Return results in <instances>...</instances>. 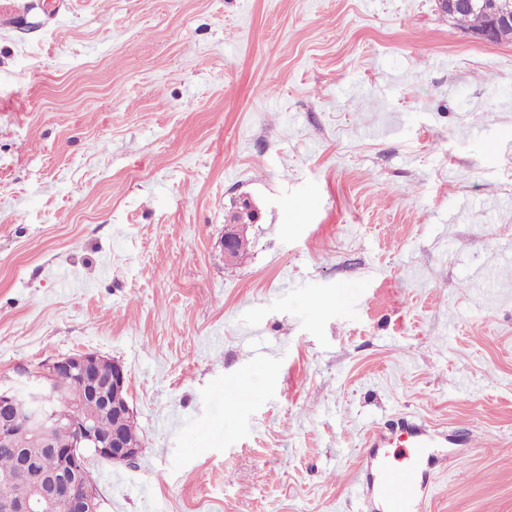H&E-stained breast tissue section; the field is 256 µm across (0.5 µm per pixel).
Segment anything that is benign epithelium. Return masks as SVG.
<instances>
[{"instance_id":"7a95c632","label":"benign epithelium","mask_w":512,"mask_h":512,"mask_svg":"<svg viewBox=\"0 0 512 512\" xmlns=\"http://www.w3.org/2000/svg\"><path fill=\"white\" fill-rule=\"evenodd\" d=\"M436 4L439 11L448 12L450 17L464 11L483 12L488 19L486 27L469 32V37L479 43L492 44L499 31L512 28V0H436ZM106 361L108 358L90 352L59 356L40 369L25 372L31 389H0V446L8 447L13 432L23 428L61 460L56 472L44 474L37 470L25 449H15L18 470L27 475L26 486L15 499L0 502V512H60L63 507L67 512H101L102 502L97 492L82 480L89 456L127 462L138 456L137 448L118 432H99L95 423L80 416L77 405L68 419L75 433V446L53 448L51 434L61 423L53 408L56 377L60 372L88 386L107 407H112V394L127 387V380L122 365L116 361L112 362L110 379L94 377L90 367Z\"/></svg>"}]
</instances>
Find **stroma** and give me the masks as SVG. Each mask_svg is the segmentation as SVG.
<instances>
[{
	"mask_svg": "<svg viewBox=\"0 0 512 512\" xmlns=\"http://www.w3.org/2000/svg\"><path fill=\"white\" fill-rule=\"evenodd\" d=\"M5 3L0 382L123 366L103 512H370L405 417L455 443L426 512H512V41L434 0ZM232 209H236V211L232 215L231 219L233 221H237L238 224H230L231 222L228 219V221L224 225V237H222L220 241L222 250L224 251V257L226 260L230 258L233 233L240 230L244 224H252L249 212H237L238 209L243 211V206H239L236 204V202H232L230 210ZM249 247L250 242L247 237V234L245 233L244 230H242L233 241L231 258L229 261L226 262V265H240L248 255Z\"/></svg>",
	"mask_w": 512,
	"mask_h": 512,
	"instance_id": "1",
	"label": "stroma"
}]
</instances>
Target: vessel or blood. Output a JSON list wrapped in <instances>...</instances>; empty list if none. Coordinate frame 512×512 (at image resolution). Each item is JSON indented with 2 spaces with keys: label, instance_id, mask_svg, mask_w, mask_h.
Instances as JSON below:
<instances>
[{
  "label": "vessel or blood",
  "instance_id": "vessel-or-blood-1",
  "mask_svg": "<svg viewBox=\"0 0 512 512\" xmlns=\"http://www.w3.org/2000/svg\"><path fill=\"white\" fill-rule=\"evenodd\" d=\"M405 435L404 445L416 457L424 449L436 447L439 438L438 432L422 422L407 424ZM388 440V435L384 433L374 435L362 456L364 478L359 482L357 490L366 497H380L388 512H420L429 475L418 470L416 465L397 466L380 457L378 448Z\"/></svg>",
  "mask_w": 512,
  "mask_h": 512
}]
</instances>
